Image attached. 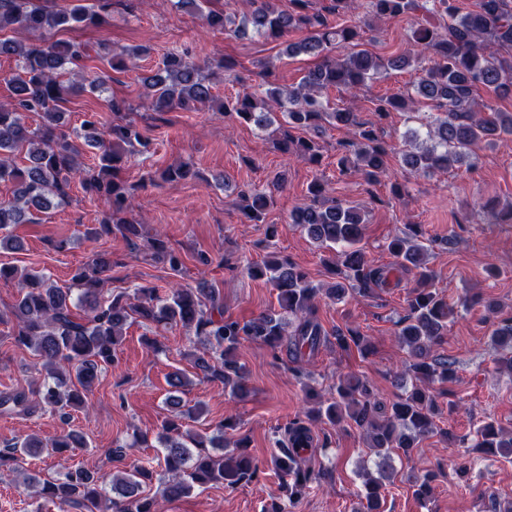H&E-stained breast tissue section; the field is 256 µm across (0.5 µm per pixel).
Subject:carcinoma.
Wrapping results in <instances>:
<instances>
[{
  "label": "carcinoma",
  "instance_id": "obj_1",
  "mask_svg": "<svg viewBox=\"0 0 512 512\" xmlns=\"http://www.w3.org/2000/svg\"><path fill=\"white\" fill-rule=\"evenodd\" d=\"M211 0H174L177 10L201 14L207 26L226 31L230 17L222 9L208 7ZM286 9L278 0H248L250 11L243 22L261 36L279 40L292 31L307 36L288 43L285 53L323 55L340 45L351 46L340 57L323 55L320 64L309 70L295 85H281L271 69L264 72L265 88L243 91L221 99L213 94V75L232 74L235 63L224 57L200 63L186 52L171 51L157 70L141 77L145 100L134 105L114 96L105 99L115 116L107 123L98 112H87L81 126L69 125L65 104L86 90L103 92L112 76L92 80L73 78L82 62L100 58L121 73L127 58L148 53L134 46L117 53L104 48L100 53L88 43L58 39L55 33L98 26L112 8V0H94L71 8H58L49 0H0V33L26 31L31 37L20 40L0 36V56L15 60L17 71L6 78L9 100L0 103V183L11 185V196L0 199V229L9 224H30L34 215L47 214L69 204L72 179L79 178L85 190L101 201L104 213L100 224L91 229L94 236L118 234L139 244L144 257L168 265L180 274L184 268L181 253L167 246L161 235H148L145 227L131 216L134 187L121 177L128 157L148 151L146 129L134 117L139 108L163 114L176 109L207 105L226 116L251 123L263 131L281 115L275 139L282 153L317 165L321 158L320 135L326 126L344 127L351 138L338 144L339 175L359 173L370 184L389 177V157L394 150L383 141L377 123L363 121L350 107L329 108L324 93L343 89L357 97L367 83L390 70L411 67L417 72L412 90L380 97L373 112L383 120L392 112H414L425 105L436 112L427 123L429 143L417 145L419 133L404 136L399 149L401 160L415 175L446 173L464 155H471L483 144L512 136V112L494 109L479 102L482 89L498 97H512V0H476L473 8L462 10L458 0H289ZM365 13L350 24L345 16L359 9ZM413 14L418 22L408 36L411 49L387 59L361 48L363 28L376 21ZM41 118L36 127L25 117ZM293 129L313 132L309 137L294 136ZM96 150V163L85 167L80 160L84 147ZM160 178L169 183L199 178L188 163L164 169ZM244 215L254 223L265 221L274 203L273 193L248 186L237 187ZM291 223L326 248L337 249L329 269L333 281L320 285L308 271L275 254L240 267L222 258L218 265L239 271L252 280H262L277 292L279 310L260 314L247 321L224 316V303L216 289L200 279L195 288L172 286L160 293L156 287L136 289L137 302L124 293L104 296V286L112 267L109 252H97L74 276L78 296L72 289L58 287L46 274L19 271L0 266V280H15L18 298L11 314L16 344L34 351L42 361L43 379L29 392L0 394V413L27 416L36 410L58 414L67 422L70 410L86 403L102 367L118 361L123 330L129 320L142 318L156 325H181L200 339L203 350L193 360L196 375L224 385L234 398L250 394L246 371L237 358L241 341L250 340L273 352L287 351L298 361L313 354L327 341V332L317 317L321 299L344 302L370 297L376 290L398 286L403 277L412 278L406 297L405 315L397 323L395 336L407 350L404 369L395 373L394 383L402 393L388 406L382 404L374 386L353 374L341 375L331 398L317 400L314 389L307 395L316 399L306 417L291 422L280 448L271 458L272 469L281 477V496L264 512H288L314 482L328 471L312 460L313 425L352 422L362 432L366 447L375 451L376 473L364 472L356 512H383L386 481L392 475L393 455L408 456L431 435L454 436L438 427L439 411L435 385L450 381L456 360L434 352L448 331L455 306L435 288V272L428 264L431 244L422 228L410 224L386 244L392 261L373 265L360 246L365 214L342 200L326 197V187L314 178L307 188V201L290 214ZM464 307L481 305L487 315L497 314L494 301L479 293L464 297ZM336 345L372 350L371 340L355 328H338ZM491 341L497 364L512 372V315L493 323ZM170 413L161 424L158 439L163 448L162 495L178 499L194 487L222 483L234 487L249 483L262 472L260 463L249 452V439L242 436L234 451L224 452L226 430L237 426L227 416L210 435L190 427L199 418L203 405L188 406L181 397H168ZM86 444L75 430L49 441L28 437L0 447V471L14 470L22 454L62 456ZM469 451L482 457L512 459V430L492 419L482 420L474 431ZM156 471L134 464L112 477L106 490V477L87 466L69 469L64 481L28 477L25 483L36 487L35 494L59 512H156L155 500L144 495L143 485L152 482ZM436 475L427 472L411 481L413 496L429 501Z\"/></svg>",
  "mask_w": 512,
  "mask_h": 512
}]
</instances>
